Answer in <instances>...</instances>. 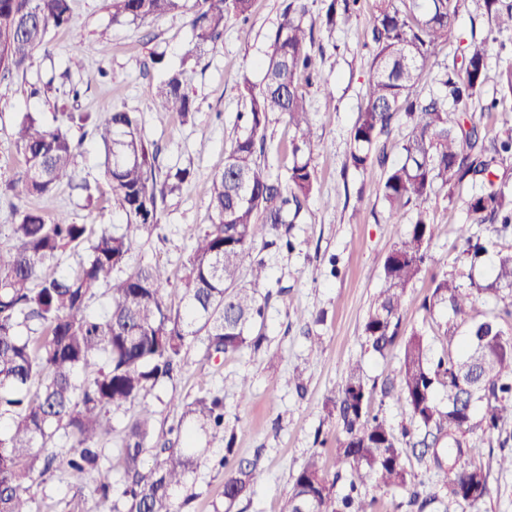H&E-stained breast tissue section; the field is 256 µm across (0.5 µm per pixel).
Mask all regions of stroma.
I'll return each mask as SVG.
<instances>
[{
    "label": "stroma",
    "mask_w": 512,
    "mask_h": 512,
    "mask_svg": "<svg viewBox=\"0 0 512 512\" xmlns=\"http://www.w3.org/2000/svg\"><path fill=\"white\" fill-rule=\"evenodd\" d=\"M376 0H360L359 9L333 38L317 37L312 53L321 86L309 87L312 165L315 188L291 230L292 249H258L252 259L264 260L268 279L265 320L256 326L259 347L209 359L202 343L187 351V364L177 377L144 396L154 412L155 435L184 422L189 403L218 391L224 397V430L204 438L208 460L202 463L178 498H189L182 512H214L223 499L224 472L213 462L224 454V438L234 435L236 456L258 461L264 471L252 493L233 512H280L291 478L311 455L320 456L327 474H335L336 418L330 408L341 395L346 368L360 360L367 379L393 380L398 350L386 356L364 343L362 324L377 288L395 234L406 231L416 209L404 208L389 218L379 195L385 171L375 166L358 171L347 166L351 130L372 74L370 18ZM287 0H255L241 39L238 23L224 30V39L199 60L183 62L181 50L190 37L188 14L171 13L142 24L114 23L106 0H72L73 21L52 30L48 51L36 52L23 72L0 81V249L14 244L8 227L16 210L36 208L48 215L67 214L91 231L122 224L112 209V195L103 175L104 155L91 128L103 107L139 113L145 139L158 150L160 173L190 168L179 191L159 205L161 236L136 237L133 261L166 267L172 282H180L190 252L188 231L210 222L207 209L210 177L223 169L224 156L238 132V115L245 109L239 85L243 77L260 80V64L272 51L271 35ZM106 51H99L100 37ZM488 44L487 92H494L498 75L512 66V31L498 30L479 0H465L438 66L460 63L474 41ZM81 45L80 68L70 67L71 48ZM186 70L187 90L196 110L188 117L160 115L152 95L166 69ZM37 113L44 124H57L62 113H75L70 125L82 146L75 157L76 177L50 194L34 198L8 191L24 166L13 142V130L25 112ZM269 162L275 174L286 175L293 162V132L275 117L266 131ZM468 190L441 191L427 202L434 224L428 271L409 289L402 307L405 332L424 331L434 351L448 345L438 331L447 312L427 314L422 302L435 273L463 272L464 243L457 228L466 223L463 201ZM251 383V395L241 399V378ZM474 459L488 475L490 494L477 508L449 502L447 497L423 512H512V471L499 468L496 436L475 429L463 438ZM97 474L73 475L58 466L51 479L30 489L34 512H105L95 491Z\"/></svg>",
    "instance_id": "obj_1"
}]
</instances>
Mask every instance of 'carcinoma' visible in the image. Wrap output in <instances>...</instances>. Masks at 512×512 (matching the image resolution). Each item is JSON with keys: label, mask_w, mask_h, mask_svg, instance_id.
Segmentation results:
<instances>
[{"label": "carcinoma", "mask_w": 512, "mask_h": 512, "mask_svg": "<svg viewBox=\"0 0 512 512\" xmlns=\"http://www.w3.org/2000/svg\"><path fill=\"white\" fill-rule=\"evenodd\" d=\"M114 22H144L186 8L187 0H107ZM463 0H377L371 27L373 71L351 131L348 163L361 171L387 163L386 139L405 119L409 132L401 144L403 159L386 172L381 197L389 218L407 206L417 207L410 229L398 234L387 256L382 284L363 321L365 343L383 356L400 346L398 383L377 386L361 365L349 368L336 406L341 438L336 459L348 469V491L336 492L337 479L311 457L293 476L281 512H371L362 488L374 481L399 489L423 510L438 498H425L411 487L405 458H429L440 490L459 505L475 506L489 495L486 472L469 460L470 448L458 435L472 426L492 434L504 418L512 419V333L497 315H473L476 300L492 294L512 316V248L501 249L486 283L463 287L446 273L432 278L422 304L434 314L446 310L468 324L460 351L436 356L421 330L407 335L401 308L408 288L425 272L432 224L422 209L440 191L454 193L469 185L471 219L460 225L470 266L487 252L473 228L499 224L512 228V189L498 167L512 161V126L497 131L481 127L475 109L491 112L498 99L482 103L487 54L475 45L462 66L437 75L440 95L421 92L423 77L434 65L440 46L448 43ZM498 29L512 30V3L481 0ZM358 0H326L318 20L308 19L306 0H289L272 35L273 50L262 62V81L243 78L239 90L246 112L243 127L231 142L224 169L211 178L208 211L211 223L189 230L187 273L169 299L167 271L158 264L132 262L133 243L141 233L161 229L158 195L174 193L190 171L167 172L157 188L158 150L147 143L137 112L104 109L94 126L104 150L105 174L112 207L124 216V229L91 237L87 225L66 215L47 217L35 209L16 214L10 233L15 245L0 251V512H33L29 483L53 475L56 455L45 447L57 434L70 443L67 467L76 474L98 469L96 491L107 501L112 474L123 484L122 496L109 512H178V490L198 465L189 447L195 430L224 428V401L203 397L188 406L196 425L180 438L159 442L152 435L154 412L144 406L124 430L112 465L102 469L99 442L112 436V414L133 406L144 395L172 380L184 368L188 348L203 339L208 355L257 347L252 335L263 321L261 288L266 264L252 268L250 286L239 285L244 259L256 249L292 248L291 225L314 189L309 106L301 77L314 79L315 28L333 35L346 23ZM253 0H193L190 40L183 61L198 58L224 38L232 20L247 22ZM71 21V0H0V79L26 68L37 50H48L47 36ZM155 111L183 117L195 111L185 71L171 69L152 97ZM294 129L293 164L287 181L271 172L265 130L271 117ZM24 159L18 182L26 194L41 196L74 177L81 142L68 130L48 126L24 113L16 131ZM85 246L86 261L62 274L49 266L67 248ZM109 297L105 312L95 315L89 302L96 290ZM443 389L447 408L436 401ZM477 389L469 400L468 389ZM403 401L409 427L396 435L372 411L376 392ZM415 441L402 446L401 437ZM233 440L226 443L218 466L224 472V505L230 509L263 478L254 462L229 465Z\"/></svg>", "instance_id": "1"}]
</instances>
